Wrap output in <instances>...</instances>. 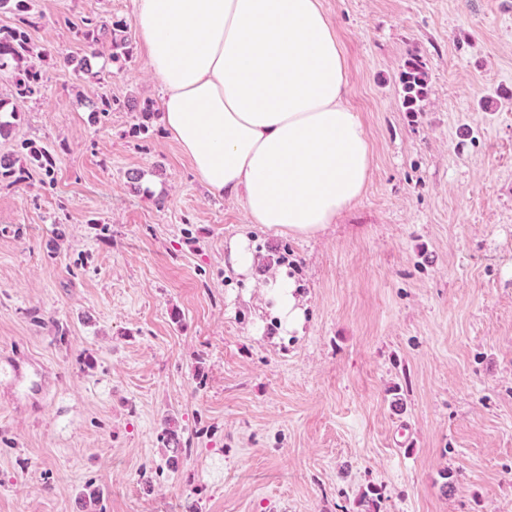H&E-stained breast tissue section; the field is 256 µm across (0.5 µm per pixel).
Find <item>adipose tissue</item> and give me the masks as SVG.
Segmentation results:
<instances>
[{"mask_svg":"<svg viewBox=\"0 0 512 512\" xmlns=\"http://www.w3.org/2000/svg\"><path fill=\"white\" fill-rule=\"evenodd\" d=\"M160 122L200 179L275 237L313 238L363 195L372 153L319 0H135ZM282 331L305 309L266 278Z\"/></svg>","mask_w":512,"mask_h":512,"instance_id":"ef3b65f1","label":"adipose tissue"}]
</instances>
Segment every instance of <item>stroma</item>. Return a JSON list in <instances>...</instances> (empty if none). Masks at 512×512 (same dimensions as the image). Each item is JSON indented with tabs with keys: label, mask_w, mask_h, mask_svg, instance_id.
<instances>
[{
	"label": "stroma",
	"mask_w": 512,
	"mask_h": 512,
	"mask_svg": "<svg viewBox=\"0 0 512 512\" xmlns=\"http://www.w3.org/2000/svg\"><path fill=\"white\" fill-rule=\"evenodd\" d=\"M321 6L372 169L295 240L163 128L133 0H31L43 89L0 138L24 175L0 181V353L51 375L30 399L0 387V512H512V0ZM87 17L128 24L123 67ZM24 142L55 150L51 180ZM244 231L254 282L224 268ZM281 272L298 335L262 288ZM402 85L403 105L408 110H413L415 104L424 98L427 87V72L417 55H411L407 60L402 75ZM263 288L274 304L272 312L278 319L282 331H300L305 321V307L297 294L298 290L293 280L284 275L268 277Z\"/></svg>",
	"instance_id": "obj_1"
}]
</instances>
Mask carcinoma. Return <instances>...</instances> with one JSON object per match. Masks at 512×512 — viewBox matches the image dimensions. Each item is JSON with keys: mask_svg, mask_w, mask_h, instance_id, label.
I'll list each match as a JSON object with an SVG mask.
<instances>
[{"mask_svg": "<svg viewBox=\"0 0 512 512\" xmlns=\"http://www.w3.org/2000/svg\"><path fill=\"white\" fill-rule=\"evenodd\" d=\"M14 7L18 15L15 26L0 29V77L7 78L13 85L14 105L11 113L18 116L21 107L38 96L43 88L41 71L34 66L33 48L29 39V29L37 21L29 14L30 0H0V8ZM127 25L115 23L110 30L112 35V63L121 66L129 57L128 41L124 35ZM403 105L411 110L426 94L427 72L421 59L413 55L405 65L402 75ZM30 165L37 168L47 178L52 177L55 157L44 147L32 142L24 144Z\"/></svg>", "mask_w": 512, "mask_h": 512, "instance_id": "carcinoma-1", "label": "carcinoma"}]
</instances>
